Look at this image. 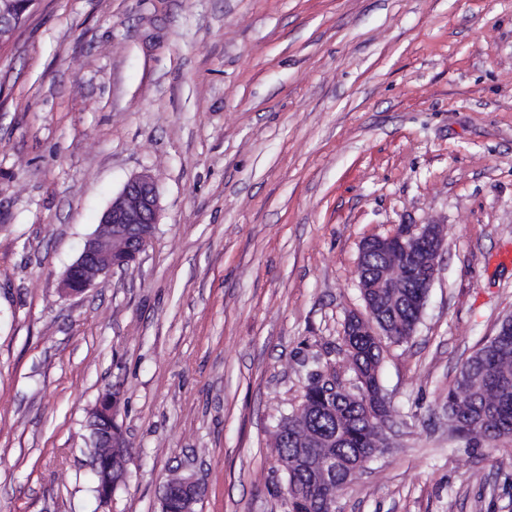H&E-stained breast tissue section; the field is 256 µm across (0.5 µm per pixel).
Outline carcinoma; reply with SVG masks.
<instances>
[{"label":"carcinoma","mask_w":512,"mask_h":512,"mask_svg":"<svg viewBox=\"0 0 512 512\" xmlns=\"http://www.w3.org/2000/svg\"><path fill=\"white\" fill-rule=\"evenodd\" d=\"M414 313L406 308L375 309L374 320L394 323ZM352 349L345 350V360L361 373L365 385L375 386L373 372L381 365L384 346L406 343L408 336H386L379 345L372 336L350 337ZM468 372L456 373L448 386V412L459 428L457 435L467 441H496L512 437V322L503 319L494 336L487 339L465 361ZM302 406L304 423L295 414L280 417L276 443L278 461L287 479L288 512H332L328 485L339 490L348 484L346 464L357 461L372 447L374 426L365 413L363 398L358 395L325 394L307 387ZM331 458L336 468L330 477L315 467L318 457Z\"/></svg>","instance_id":"1"}]
</instances>
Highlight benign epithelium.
<instances>
[{
	"label": "benign epithelium",
	"mask_w": 512,
	"mask_h": 512,
	"mask_svg": "<svg viewBox=\"0 0 512 512\" xmlns=\"http://www.w3.org/2000/svg\"><path fill=\"white\" fill-rule=\"evenodd\" d=\"M38 0H0V43L10 40L22 26L26 12L37 5ZM159 194L156 184L146 175L131 178L122 191L112 200L104 212L100 229L85 242L77 260L62 279L65 294H83L94 287L96 280L110 276L117 269H128L137 261L151 243L159 218ZM445 234L439 224H398L385 235H372L360 245L356 267L359 287L368 297L387 288L394 299L410 304L412 310L423 315L429 289L438 271V259L444 250ZM374 253L379 266L374 279L366 282L362 276V261L368 253ZM345 336H393L395 331L387 325L383 328L369 322V315L351 312L346 317ZM369 418L376 426V450L388 447L386 427L392 417L388 397L382 390L372 392L366 398ZM116 397L107 390L101 394L92 412L89 429L97 452L93 466L101 477L98 487L102 501L112 497L113 478L123 480L126 475V456L113 452L122 445L121 428L115 423L113 412ZM178 487L185 491L186 509L200 500L202 488L192 476L176 482H167L164 488Z\"/></svg>",
	"instance_id": "obj_1"
}]
</instances>
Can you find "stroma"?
Segmentation results:
<instances>
[{"label":"stroma","mask_w":512,"mask_h":512,"mask_svg":"<svg viewBox=\"0 0 512 512\" xmlns=\"http://www.w3.org/2000/svg\"><path fill=\"white\" fill-rule=\"evenodd\" d=\"M159 224L84 294L61 280L133 176ZM441 224L391 446L336 512H512V439L466 445L448 387L512 314V0H39L0 47V512H287L276 425L346 380L361 241ZM115 393L101 504L87 420ZM169 487H178L185 491V494L182 498L186 505V509L181 512H190L192 511V506L195 502L200 500V496L202 493V488L199 482L192 476L182 477L177 482H166L163 487V498H167V488Z\"/></svg>","instance_id":"stroma-1"}]
</instances>
